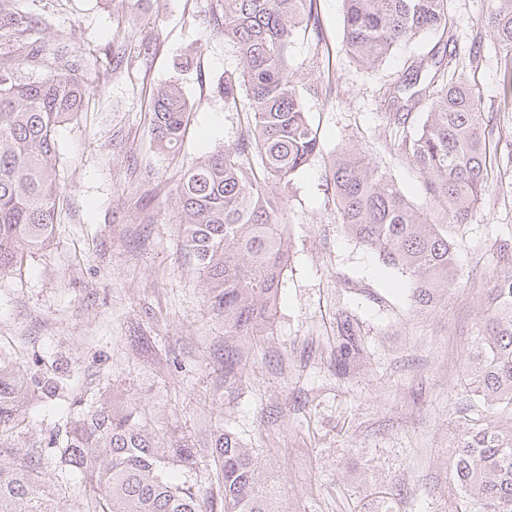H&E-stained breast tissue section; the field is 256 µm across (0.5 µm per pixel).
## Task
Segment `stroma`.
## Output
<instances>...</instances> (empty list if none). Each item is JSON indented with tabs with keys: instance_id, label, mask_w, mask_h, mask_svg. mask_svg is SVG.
I'll return each mask as SVG.
<instances>
[{
	"instance_id": "stroma-1",
	"label": "stroma",
	"mask_w": 512,
	"mask_h": 512,
	"mask_svg": "<svg viewBox=\"0 0 512 512\" xmlns=\"http://www.w3.org/2000/svg\"><path fill=\"white\" fill-rule=\"evenodd\" d=\"M213 0H20L35 27L0 39L24 54L31 41L63 43L92 89L83 112L57 131L63 186L52 245L0 274V353L54 383L31 402L30 428L9 435L16 454L64 426L76 397L137 400L155 428L202 441L225 425L254 448L282 490L283 512H450L447 478L456 421L467 403L461 375L499 269L497 241L512 237V192L492 189L455 229L459 284L418 314L401 271L345 233L325 186L328 160L355 144L425 207L416 168L398 155L380 100L405 58L437 42L424 33L367 73L342 46L343 0H317L320 34L297 36L289 63L323 152L278 185L291 234L273 325L248 347L239 398L224 397V324L206 303V277L181 251L174 189L182 171L235 142L236 113L215 86L237 58L210 24ZM485 0H449L460 67L486 112L502 98L503 66L482 27ZM484 50L467 52L474 38ZM156 43L151 62L142 42ZM129 65L113 68V51ZM175 80L193 109L176 154L156 150L154 87ZM325 90L315 97L313 89ZM152 223H143L144 215ZM349 316L358 344L341 361L336 321ZM138 328L152 347L130 346Z\"/></svg>"
}]
</instances>
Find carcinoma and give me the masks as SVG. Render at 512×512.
<instances>
[{
    "label": "carcinoma",
    "instance_id": "obj_1",
    "mask_svg": "<svg viewBox=\"0 0 512 512\" xmlns=\"http://www.w3.org/2000/svg\"><path fill=\"white\" fill-rule=\"evenodd\" d=\"M343 47L374 71L421 33H440L439 48L406 59L399 81L383 94L387 123L402 130L397 149L418 170L433 205L415 209L366 151L352 147L333 157L325 175L343 230L381 261L401 270L413 288L415 311L434 310L458 285L451 231L468 222L493 185L512 172L497 164L498 147L512 143V120H495L459 72L457 38L448 0H343ZM213 28L233 44L237 66L217 91L238 114V139L192 164L175 188L182 249L206 275V303L224 323V394L238 390L244 344L272 325L279 284L288 264L286 204L276 192L321 147L288 65L299 29L319 34L317 0H215ZM485 22L509 75L503 111H512V0H488ZM28 31L16 0H0V37ZM30 66L41 71L22 78ZM80 61L65 48L32 47L24 56H0V273L25 251L53 239L61 193L56 135L81 111L87 88ZM420 126L406 130L412 111ZM190 103L170 82L153 95L150 112L159 150L184 142ZM503 267L493 277L483 325L465 360L464 398L485 412L459 416L450 481L452 512H512V427L490 414L512 416V246L499 245ZM39 381L0 357V512H61L43 470L58 487L80 477L74 512H282L280 487L263 474L252 448L226 426L210 434L214 486L192 478L198 449L176 432L159 433L144 409L117 396L106 402L73 399L63 431L13 454L5 434L22 425ZM186 473L182 481L171 472Z\"/></svg>",
    "mask_w": 512,
    "mask_h": 512
}]
</instances>
